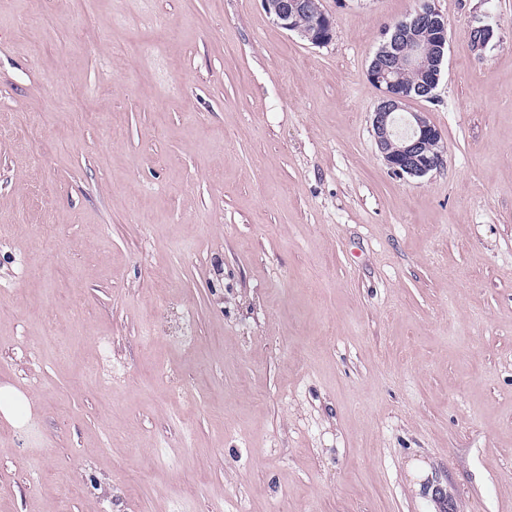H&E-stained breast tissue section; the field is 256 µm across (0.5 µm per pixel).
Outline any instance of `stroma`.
Here are the masks:
<instances>
[{
	"mask_svg": "<svg viewBox=\"0 0 512 512\" xmlns=\"http://www.w3.org/2000/svg\"><path fill=\"white\" fill-rule=\"evenodd\" d=\"M434 4L418 178L416 0H0V512H512V0ZM322 0H262L266 12L276 23L300 35L314 46H322L333 38L334 22ZM427 44L434 46V54L423 51ZM447 44V18L435 7L434 0H419L369 63L367 76L382 93L372 116L374 139L386 164L400 176L424 177L437 170L443 160L436 145L442 139L440 130L425 113L408 111V104L414 99L434 97ZM402 68L415 69L420 77L414 70L403 69L400 79ZM418 82L416 87L408 86ZM399 120L407 127L402 137L396 134ZM425 147L432 155L425 153ZM26 398L10 386L0 387V412L14 425L20 420L19 408L23 407Z\"/></svg>",
	"mask_w": 512,
	"mask_h": 512,
	"instance_id": "35a3bbf8",
	"label": "stroma"
}]
</instances>
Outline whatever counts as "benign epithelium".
I'll return each instance as SVG.
<instances>
[{
	"mask_svg": "<svg viewBox=\"0 0 512 512\" xmlns=\"http://www.w3.org/2000/svg\"><path fill=\"white\" fill-rule=\"evenodd\" d=\"M262 4L280 27L314 46L333 38L334 22L322 0H262ZM427 44L434 46V54L423 51ZM447 44V18L435 7L434 0H417L415 9L369 63L367 76L382 93L372 116L374 139L386 164L400 176L424 177L441 165L442 154L425 153L427 144L442 139L440 130L425 113L409 111L408 104L414 99L434 97ZM403 68L419 73L418 86L401 82L399 72Z\"/></svg>",
	"mask_w": 512,
	"mask_h": 512,
	"instance_id": "1",
	"label": "benign epithelium"
}]
</instances>
